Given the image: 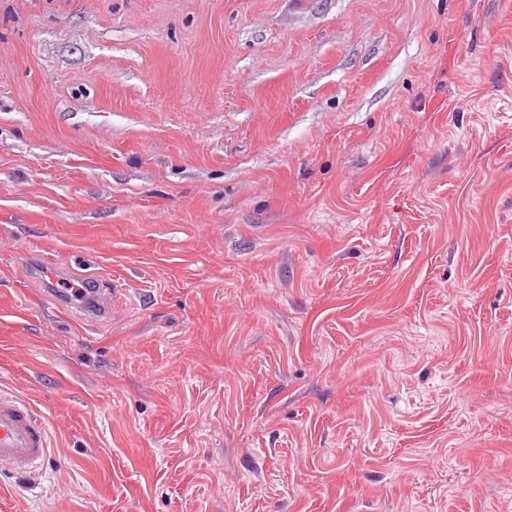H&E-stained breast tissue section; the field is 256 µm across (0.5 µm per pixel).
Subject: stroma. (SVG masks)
Wrapping results in <instances>:
<instances>
[{"instance_id":"35a3bbf8","label":"stroma","mask_w":512,"mask_h":512,"mask_svg":"<svg viewBox=\"0 0 512 512\" xmlns=\"http://www.w3.org/2000/svg\"><path fill=\"white\" fill-rule=\"evenodd\" d=\"M0 389V512H512V0H0ZM49 448L45 422L20 396L0 390V466L23 471L43 461Z\"/></svg>"}]
</instances>
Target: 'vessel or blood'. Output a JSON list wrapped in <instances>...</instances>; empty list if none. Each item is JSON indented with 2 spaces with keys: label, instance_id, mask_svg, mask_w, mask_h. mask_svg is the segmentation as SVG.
Listing matches in <instances>:
<instances>
[{
  "label": "vessel or blood",
  "instance_id": "obj_1",
  "mask_svg": "<svg viewBox=\"0 0 512 512\" xmlns=\"http://www.w3.org/2000/svg\"><path fill=\"white\" fill-rule=\"evenodd\" d=\"M49 448L45 422L20 396L0 390V466L23 471L43 461Z\"/></svg>",
  "mask_w": 512,
  "mask_h": 512
}]
</instances>
